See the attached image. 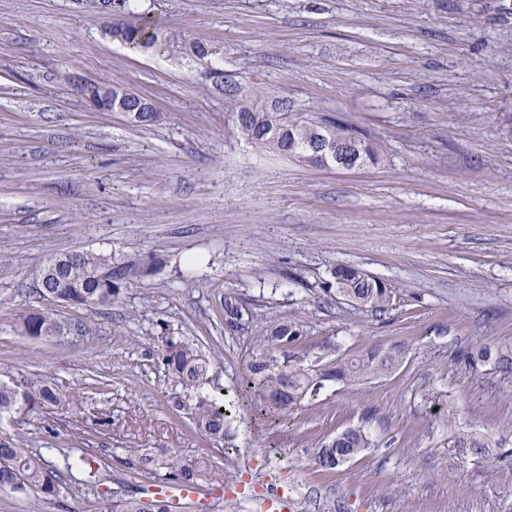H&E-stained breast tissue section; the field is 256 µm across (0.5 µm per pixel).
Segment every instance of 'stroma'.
Listing matches in <instances>:
<instances>
[{
  "label": "stroma",
  "mask_w": 512,
  "mask_h": 512,
  "mask_svg": "<svg viewBox=\"0 0 512 512\" xmlns=\"http://www.w3.org/2000/svg\"><path fill=\"white\" fill-rule=\"evenodd\" d=\"M134 13L216 44L214 67L336 121L379 158L342 170L259 152L233 133L205 63L113 39L97 0H0V378L34 374L66 396L1 419L0 437L51 466L46 443L89 445L103 476L93 488L62 475L36 512L141 495L152 481L132 448L204 454V484L244 482L206 512H262L275 487L292 512H512V459L459 458L438 417L512 428V377L461 358L512 346V0H135ZM81 80L133 91L161 117L91 109ZM102 248L148 271L110 307L61 308L85 335L12 332L52 256ZM338 265L396 288L391 305L326 291ZM228 300L240 328L224 323ZM277 320L298 325L286 354L308 365L373 346L403 359L326 383L282 427L242 384ZM167 334L213 356L205 393L236 401L223 442L171 410L176 386L157 364ZM349 428L372 448L319 471L315 448Z\"/></svg>",
  "instance_id": "stroma-1"
}]
</instances>
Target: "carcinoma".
I'll return each mask as SVG.
<instances>
[{
	"mask_svg": "<svg viewBox=\"0 0 512 512\" xmlns=\"http://www.w3.org/2000/svg\"><path fill=\"white\" fill-rule=\"evenodd\" d=\"M117 40L144 51L161 45L177 47L195 53L199 40L179 41L157 24L141 16L135 23H122L112 28ZM212 85L224 94L232 129L261 152H273L309 162L318 135L325 133L340 138L348 131L340 126L320 123L306 113L293 108L288 99L269 93L257 83L240 96L224 86V75L209 70ZM278 102L283 112H262L258 106ZM144 262L140 259L115 255L110 249L76 251L53 256L39 274V288L35 295L42 301L83 309L109 307L120 296L121 287L141 276ZM327 291H334L347 301L361 306L384 309L393 298V289L373 279L355 266H338L330 271ZM84 323L65 318L56 310L43 308L19 314L12 322V330L33 340L55 342L67 336L80 335ZM301 337L299 328L288 321L275 323L269 335L263 337L264 351L249 366L244 384L258 392L260 411L273 417L316 397L329 381L357 382L370 375L394 371L400 363L399 355L372 350L355 358H343L332 365H304L283 359L276 351L288 348ZM465 363L473 373L490 366L504 376H512V347L483 346L464 354ZM160 363L174 379L180 391L171 396L172 408L187 415L195 430L214 441L224 440V426L231 404L218 403L202 392L209 381L212 358L196 343L181 336H166L159 353ZM63 395L37 377L22 381L0 380V418L29 413L40 408L59 405ZM450 432L451 447L464 458L482 459L501 446L503 439L455 428L448 416L442 417ZM372 440L357 428L347 429L329 438L314 451L316 467L332 472L370 448ZM66 468L80 467L84 483L100 482L99 470L93 467L87 448H61ZM139 471L164 481L185 487L201 484L208 469L205 457H186L175 452L166 455L154 452L137 456ZM60 478L47 468L40 454H30L19 440L0 438V491H9L25 501L35 489L45 497H57ZM113 512H143L142 500L131 495L112 502Z\"/></svg>",
	"mask_w": 512,
	"mask_h": 512,
	"instance_id": "1",
	"label": "carcinoma"
}]
</instances>
